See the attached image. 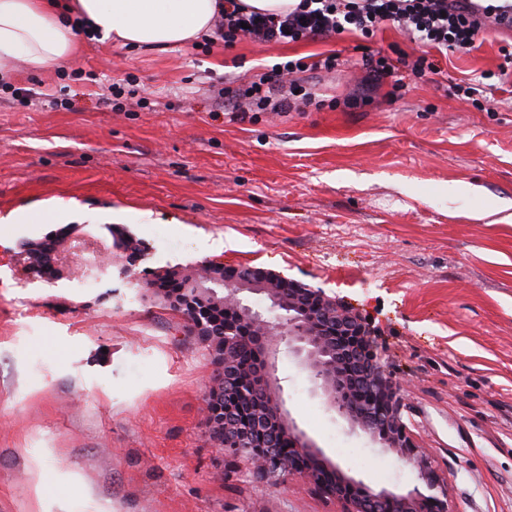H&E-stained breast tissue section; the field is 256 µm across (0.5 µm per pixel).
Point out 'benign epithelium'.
Segmentation results:
<instances>
[{
  "label": "benign epithelium",
  "instance_id": "1",
  "mask_svg": "<svg viewBox=\"0 0 512 512\" xmlns=\"http://www.w3.org/2000/svg\"><path fill=\"white\" fill-rule=\"evenodd\" d=\"M211 276L197 280L194 288L178 289L179 301L205 294L216 308L222 306L236 312L240 333L257 355L256 382L247 397L261 403L260 413L246 426L225 412L224 421L215 429L238 441L235 455L253 467V473L273 487L291 478H301L315 484L321 492L342 501V512H448V482L433 469L427 452L418 447L404 422L401 385L394 380L382 361L371 332L350 310L321 291L309 288H281L288 295V309L297 315H282L277 299L264 288L248 292L268 301V316H263L240 298L242 278L216 280L221 291L206 288ZM353 334L369 343V374L364 383L377 393L379 401L371 409H360L336 393L333 379L338 360L347 350L332 342L325 330ZM239 338L224 337V389H237V371L230 351ZM286 354L298 372L306 373L312 382V392L324 405L342 417L349 432L367 438L376 448L391 451L398 459L415 470L422 487L406 492L387 488L372 489L328 456L305 430L299 427L286 408L284 391L277 376V359Z\"/></svg>",
  "mask_w": 512,
  "mask_h": 512
}]
</instances>
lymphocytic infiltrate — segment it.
Masks as SVG:
<instances>
[{"label":"lymphocytic infiltrate","mask_w":512,"mask_h":512,"mask_svg":"<svg viewBox=\"0 0 512 512\" xmlns=\"http://www.w3.org/2000/svg\"><path fill=\"white\" fill-rule=\"evenodd\" d=\"M387 25L419 45V53L393 57L366 46L349 62L335 51L311 62L289 59L236 85L219 87L216 94L225 111L242 121L263 112L360 108L370 102L366 88L383 83L390 84L392 98L398 99L412 84L442 75L441 55L471 53L486 34L512 29V0H299L285 14L254 10L243 0H224L211 38L228 46L244 39L289 44L328 39L343 31L370 40ZM347 63L359 69L363 90L342 99L316 91L314 76L335 75Z\"/></svg>","instance_id":"obj_1"}]
</instances>
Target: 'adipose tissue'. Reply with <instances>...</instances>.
<instances>
[{"mask_svg": "<svg viewBox=\"0 0 512 512\" xmlns=\"http://www.w3.org/2000/svg\"><path fill=\"white\" fill-rule=\"evenodd\" d=\"M218 0H0V77L15 62L41 71L69 59V27L83 19L97 40L169 47L210 34Z\"/></svg>", "mask_w": 512, "mask_h": 512, "instance_id": "1", "label": "adipose tissue"}]
</instances>
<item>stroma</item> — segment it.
<instances>
[{"label": "stroma", "mask_w": 512, "mask_h": 512, "mask_svg": "<svg viewBox=\"0 0 512 512\" xmlns=\"http://www.w3.org/2000/svg\"><path fill=\"white\" fill-rule=\"evenodd\" d=\"M361 37L146 49L79 37L60 69L16 63L35 105L0 107V512H340L313 484L272 488L214 447L215 367L184 318L109 266L43 282L32 245L54 224L10 216L72 205L71 238L111 243L113 211L161 273L254 267L323 291L369 326L405 394L404 420L448 480V512H512V43L490 34L449 55L448 81L506 70L493 111L422 85L364 109L215 114L208 79H246L282 57L350 56ZM139 78L151 108L114 112L73 71ZM72 99V110L55 100ZM148 211L151 223L137 214ZM230 237L237 249L202 250ZM287 406L372 488L417 474L368 447L311 393L288 357Z\"/></svg>", "instance_id": "1"}]
</instances>
